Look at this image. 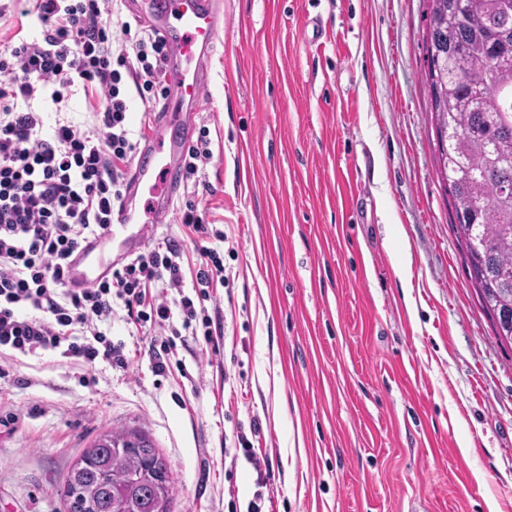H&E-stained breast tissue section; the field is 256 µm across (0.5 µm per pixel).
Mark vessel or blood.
<instances>
[{
  "mask_svg": "<svg viewBox=\"0 0 512 512\" xmlns=\"http://www.w3.org/2000/svg\"><path fill=\"white\" fill-rule=\"evenodd\" d=\"M142 15L148 28L170 44L173 60L168 64V102L144 138L137 162L130 168L122 207L114 212L111 226L87 238L69 260L65 274L71 287L83 288L111 273L113 249L125 253L143 249L149 224L166 223L181 187L184 150L174 138L175 126L190 127L191 113L203 107L201 88L207 78L211 50L224 26L220 0H148ZM148 194L152 205L149 224H141L133 206L135 198ZM137 225V232L117 239L115 225Z\"/></svg>",
  "mask_w": 512,
  "mask_h": 512,
  "instance_id": "1",
  "label": "vessel or blood"
}]
</instances>
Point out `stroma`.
Segmentation results:
<instances>
[{"mask_svg": "<svg viewBox=\"0 0 512 512\" xmlns=\"http://www.w3.org/2000/svg\"><path fill=\"white\" fill-rule=\"evenodd\" d=\"M223 3L194 126L225 236L204 307L224 338L176 337L181 366L160 374L119 305L102 329L129 368L7 357L0 512H66L70 467L112 429L152 439L172 512H512V349L451 225L428 0ZM254 421L249 459L236 434Z\"/></svg>", "mask_w": 512, "mask_h": 512, "instance_id": "35a3bbf8", "label": "stroma"}]
</instances>
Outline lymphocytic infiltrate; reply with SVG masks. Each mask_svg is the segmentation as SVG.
<instances>
[{
  "label": "lymphocytic infiltrate",
  "mask_w": 512,
  "mask_h": 512,
  "mask_svg": "<svg viewBox=\"0 0 512 512\" xmlns=\"http://www.w3.org/2000/svg\"><path fill=\"white\" fill-rule=\"evenodd\" d=\"M100 0H32L22 18L37 37L0 41V352L56 351L94 365L105 359L128 366L124 346L102 323L123 305L134 323L165 328L170 293H178L183 330L201 321L183 293V250L169 239L113 270L109 279L69 288L68 257L111 222L122 199L127 165L137 142L130 100L151 109L154 88L166 77V41L144 26L123 23L126 47L112 51V33ZM95 93L101 107L88 128L59 122L45 127L42 106L60 105L74 89ZM181 223L194 235L195 285L202 299L224 286V260L208 207L188 200Z\"/></svg>",
  "instance_id": "f902f5d3"
}]
</instances>
